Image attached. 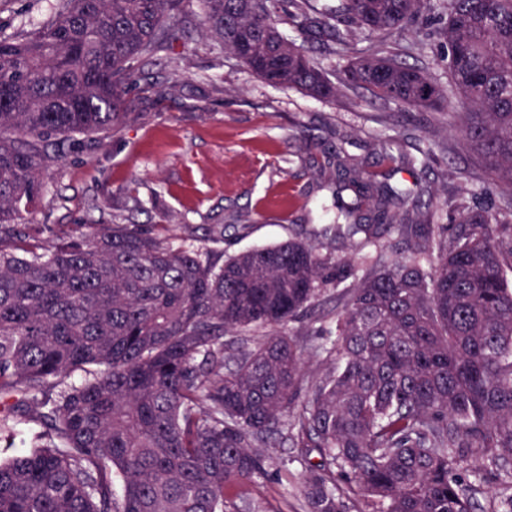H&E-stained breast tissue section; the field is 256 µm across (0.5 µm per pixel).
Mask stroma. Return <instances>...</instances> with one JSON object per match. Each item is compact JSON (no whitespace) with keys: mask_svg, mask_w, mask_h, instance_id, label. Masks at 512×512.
Returning <instances> with one entry per match:
<instances>
[{"mask_svg":"<svg viewBox=\"0 0 512 512\" xmlns=\"http://www.w3.org/2000/svg\"><path fill=\"white\" fill-rule=\"evenodd\" d=\"M49 0H0V27L37 23ZM193 25L188 44L175 46L153 75L129 93L130 116L108 137L67 142L45 172L48 192L35 221L43 247L53 227L89 233L101 213L133 217L149 230L168 227L175 242H189L215 260L291 238L331 242L336 222L337 159L361 164L377 182L411 188L422 204L455 202L460 188L475 202H492L487 174L467 155L449 154L448 125L455 103L409 113L353 95L333 104L264 83L199 27V0H184ZM397 143L398 161H378L381 138ZM436 157L429 168L407 166L418 149ZM224 238L208 237L211 225ZM283 463L237 488L248 512H303L306 464L280 448Z\"/></svg>","mask_w":512,"mask_h":512,"instance_id":"obj_1","label":"stroma"}]
</instances>
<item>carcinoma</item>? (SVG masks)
Here are the masks:
<instances>
[{
  "label": "carcinoma",
  "instance_id": "obj_1",
  "mask_svg": "<svg viewBox=\"0 0 512 512\" xmlns=\"http://www.w3.org/2000/svg\"><path fill=\"white\" fill-rule=\"evenodd\" d=\"M182 3L55 0L37 24L0 27V437L22 404L42 426L0 460V512H238L231 491L286 442L319 457L307 512H349L354 492L372 512H473L461 452L478 476L512 474V0H200L214 42L270 85L455 100L456 150L497 203L457 205L451 236L442 208L406 223L338 162L347 255L289 239L219 266L110 218L42 251L29 224L61 139L123 123L129 88L190 39ZM282 24L319 34L334 68ZM410 32L443 48L448 86L403 59ZM317 315L335 339L310 376L289 327Z\"/></svg>",
  "mask_w": 512,
  "mask_h": 512
}]
</instances>
